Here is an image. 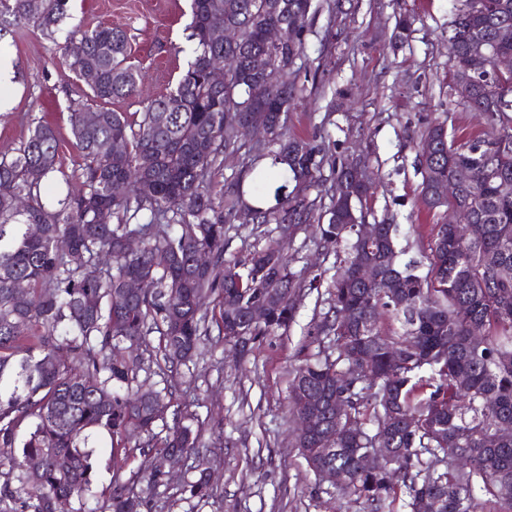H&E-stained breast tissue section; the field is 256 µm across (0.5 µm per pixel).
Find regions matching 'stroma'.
<instances>
[{"label": "stroma", "instance_id": "stroma-1", "mask_svg": "<svg viewBox=\"0 0 512 512\" xmlns=\"http://www.w3.org/2000/svg\"><path fill=\"white\" fill-rule=\"evenodd\" d=\"M345 13H332L331 0H313L304 33L305 49L294 79L303 89L288 108L291 135L324 137L331 150L365 165L376 181L366 223L397 225L402 261L425 264L432 225L443 215L417 203L422 176L415 143L428 122L445 124L460 137L479 134L484 124L449 102L448 26L454 0H349ZM75 20L112 26L129 35L128 57L143 79L135 97L112 101L117 112H139L174 86L187 67L191 0H73ZM409 16V36L392 32L400 15ZM0 55L10 58L16 78L0 86L10 108L0 118V151L17 147L33 120L42 118L59 131L60 160L66 171L80 170L82 157L70 134L68 114L86 89L69 76L59 51L39 31L26 27L0 39ZM228 253L246 258L273 244L271 224L234 220L224 228ZM315 229L298 230L288 253L291 269L307 286L294 323L257 342L247 354L211 334L201 355L177 370L150 366L155 388H168L173 407L200 429L206 474L192 460L176 468L158 487L151 512H369L366 504L347 502L338 487L319 480L296 446L288 390L296 353H316L328 339L312 330L328 307V292L345 257L344 248L323 250L313 242ZM93 494L70 500L65 512H83L105 500L113 481L135 480L159 455L129 457L117 467L110 439L101 437ZM206 477L210 496L189 491Z\"/></svg>", "mask_w": 512, "mask_h": 512}]
</instances>
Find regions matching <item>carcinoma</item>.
Wrapping results in <instances>:
<instances>
[{"label":"carcinoma","instance_id":"cac0c4a2","mask_svg":"<svg viewBox=\"0 0 512 512\" xmlns=\"http://www.w3.org/2000/svg\"><path fill=\"white\" fill-rule=\"evenodd\" d=\"M448 36L459 42L450 59L452 72H465L473 41L494 54L512 55V0H456ZM298 9L295 38L287 46L267 48L261 33L286 21L283 6ZM312 0H192L189 38L193 57L177 84L149 101L132 119L108 104L131 97L141 75L128 62L127 33L96 26L60 39L71 0H0V32L28 26L62 50L78 79L94 74L83 103L69 114L71 136L84 161L80 176L67 173L59 160L57 129L46 121L32 123L29 134L10 154L0 155V448L9 449V470L0 472V512H54L58 498H80L91 491L95 442L104 433L119 438L112 448L118 462L145 449L165 455L198 448L200 431L173 414L172 423L157 414L168 407L162 392L139 380L146 337L159 336L158 352L170 369L192 359L208 334L206 301L217 299L218 329L230 336L244 324L251 305L277 297L269 321L249 328L250 344L294 321L302 283L289 267L286 246L301 224H317V245L327 248L351 236L345 266L336 275L329 307L315 335L333 342L313 358L302 346L289 391L293 414L301 393L330 394L346 406L341 424L323 429L334 435L327 452L314 439L298 443L308 467H337L345 473L343 494L380 512L401 479L410 512L421 502L436 501L435 512H478L484 497L512 512V437L494 440L498 424L512 421V144L496 150L485 164L486 146L512 120V78L490 75L472 86L455 105L485 119L483 133L464 141L448 137L442 123H430L419 142L422 170L419 202L425 209H458L470 233L456 224H434L427 256L428 271L401 263L397 225L382 224V233L366 242L354 235L362 223L371 189L345 171L346 161L327 153L325 142L288 135L285 114L297 96L290 79L303 53L304 32ZM232 25L240 31L234 45L211 39L212 30ZM254 51L266 54L268 73L247 65ZM239 57L241 73L229 84L215 85L207 76L214 56ZM97 113L93 125L88 111ZM263 111L266 143L252 145L254 157H272L281 184L266 181L265 169L252 162L241 179L256 184L253 221L274 224L279 241L246 262L226 255L224 224L245 205L240 183L213 197L222 172L223 154L241 147L229 123ZM124 150L111 151L114 138ZM330 162L334 179L325 189L329 204L306 191L319 186L316 173ZM458 167L471 182L454 199L436 197V183ZM77 188L55 203L42 196L51 179ZM296 191L288 192V182ZM26 205L18 206L19 199ZM107 212L108 222L98 220ZM31 224L42 234L29 233ZM137 234L142 248L126 251V238ZM66 236L85 263L72 264L56 251ZM205 249L211 268L199 271L192 261ZM110 256L102 267L96 256ZM372 265L396 278L392 298L375 285L358 282L354 269ZM143 271L150 280L131 302L119 299L124 277ZM26 298L16 301L17 283ZM353 309L355 324L339 319ZM399 323L388 335L383 316ZM479 326L484 345L470 347L469 332ZM370 416L373 431L364 427ZM162 426L166 434L156 431ZM369 448L393 449V475L367 473L358 458ZM43 462L40 482L26 489L25 462ZM146 489L134 493L114 482L100 512H143L153 490L164 483L154 469L144 477Z\"/></svg>","mask_w":512,"mask_h":512}]
</instances>
